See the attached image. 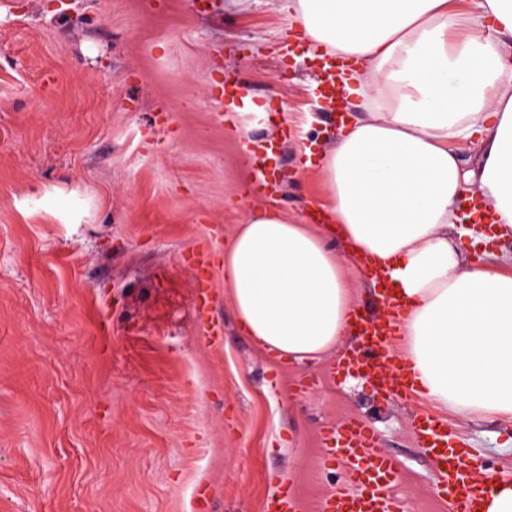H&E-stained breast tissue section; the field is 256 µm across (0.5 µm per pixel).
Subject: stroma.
Here are the masks:
<instances>
[{
  "label": "stroma",
  "instance_id": "stroma-1",
  "mask_svg": "<svg viewBox=\"0 0 512 512\" xmlns=\"http://www.w3.org/2000/svg\"><path fill=\"white\" fill-rule=\"evenodd\" d=\"M285 4L0 0V512H264L284 478L320 512L350 486L323 433L354 416L399 462L408 512H442L416 434L434 406L332 373L336 350H261L223 277V336L196 311L188 251L244 215V138L274 143L285 213L323 192L307 161L336 115ZM443 418L512 478V423Z\"/></svg>",
  "mask_w": 512,
  "mask_h": 512
}]
</instances>
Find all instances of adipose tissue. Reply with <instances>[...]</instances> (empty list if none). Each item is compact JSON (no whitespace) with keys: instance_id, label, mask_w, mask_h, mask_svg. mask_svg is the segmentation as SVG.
<instances>
[{"instance_id":"1","label":"adipose tissue","mask_w":512,"mask_h":512,"mask_svg":"<svg viewBox=\"0 0 512 512\" xmlns=\"http://www.w3.org/2000/svg\"><path fill=\"white\" fill-rule=\"evenodd\" d=\"M288 17L342 60L363 114L316 162L325 230L256 209L225 239L239 324L296 362L339 347L354 312L344 247L406 301L398 355L419 395L512 421V272L466 263L457 244L476 223L512 238V0H288ZM452 74L466 78L453 92ZM475 141L472 176L459 147Z\"/></svg>"}]
</instances>
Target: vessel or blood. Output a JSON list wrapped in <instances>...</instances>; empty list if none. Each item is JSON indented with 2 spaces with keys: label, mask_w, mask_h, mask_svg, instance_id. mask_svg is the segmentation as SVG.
I'll list each match as a JSON object with an SVG mask.
<instances>
[{
  "label": "vessel or blood",
  "mask_w": 512,
  "mask_h": 512,
  "mask_svg": "<svg viewBox=\"0 0 512 512\" xmlns=\"http://www.w3.org/2000/svg\"><path fill=\"white\" fill-rule=\"evenodd\" d=\"M198 271L197 309L207 323L208 335H216L221 325L211 318L213 304L212 281L218 269L209 246L197 248L193 254ZM399 305L376 320L363 321L364 348L355 354L369 375L380 378L387 392L406 394L414 389V380L407 372L385 377L381 369L393 362L391 347L395 324L400 314ZM418 441L435 464L440 465L443 478L442 500L448 512H481L482 503L494 486V477L477 478L478 458L472 449L452 447L448 444V426L440 418L427 415L416 425ZM323 442L326 453L344 459L350 468V478L356 493H336L327 498L321 512H405L403 502L391 489L397 482L399 470L396 462L376 446L369 427L359 419L346 423L344 428L328 432Z\"/></svg>",
  "instance_id": "b4317fda"
}]
</instances>
